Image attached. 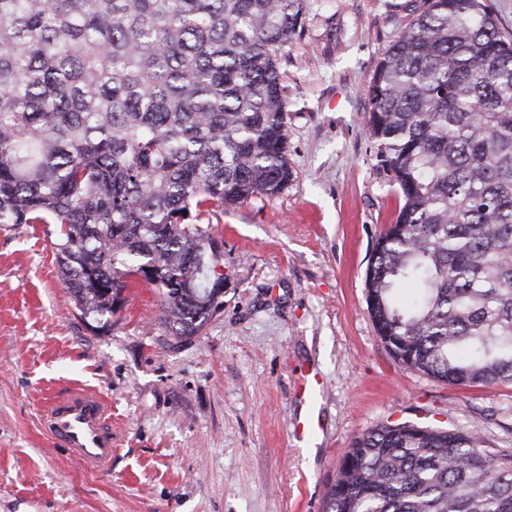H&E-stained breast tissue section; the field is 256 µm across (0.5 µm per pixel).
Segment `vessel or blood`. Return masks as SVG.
Segmentation results:
<instances>
[{
    "instance_id": "vessel-or-blood-1",
    "label": "vessel or blood",
    "mask_w": 512,
    "mask_h": 512,
    "mask_svg": "<svg viewBox=\"0 0 512 512\" xmlns=\"http://www.w3.org/2000/svg\"><path fill=\"white\" fill-rule=\"evenodd\" d=\"M41 423L59 447L72 452L84 469L98 473L112 460V415L102 395L77 386L53 397Z\"/></svg>"
}]
</instances>
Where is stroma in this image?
Instances as JSON below:
<instances>
[{
	"instance_id": "obj_1",
	"label": "stroma",
	"mask_w": 512,
	"mask_h": 512,
	"mask_svg": "<svg viewBox=\"0 0 512 512\" xmlns=\"http://www.w3.org/2000/svg\"><path fill=\"white\" fill-rule=\"evenodd\" d=\"M424 0H307L278 52L293 177L213 215L224 307L179 342L150 287L105 330L82 321L52 224H0V512H322L352 441L412 422L512 448V383L441 384L400 367L368 314L365 272L401 199L367 126L369 86ZM324 389L314 436L299 378ZM81 384L112 404V467L86 472L41 425Z\"/></svg>"
}]
</instances>
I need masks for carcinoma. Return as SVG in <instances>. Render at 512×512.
I'll use <instances>...</instances> for the list:
<instances>
[{
    "mask_svg": "<svg viewBox=\"0 0 512 512\" xmlns=\"http://www.w3.org/2000/svg\"><path fill=\"white\" fill-rule=\"evenodd\" d=\"M305 0H0V224H56L81 320L144 283L183 340L223 306L202 218L292 177L277 51ZM403 201L365 274L401 366L512 382V38L489 0H425L369 88ZM322 512H512V448L409 422L362 433Z\"/></svg>",
    "mask_w": 512,
    "mask_h": 512,
    "instance_id": "obj_1",
    "label": "carcinoma"
}]
</instances>
